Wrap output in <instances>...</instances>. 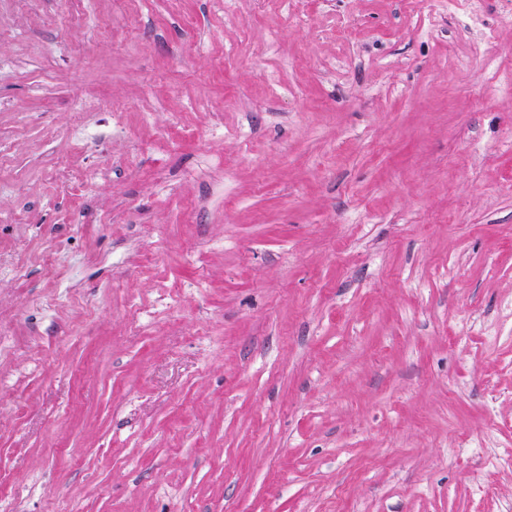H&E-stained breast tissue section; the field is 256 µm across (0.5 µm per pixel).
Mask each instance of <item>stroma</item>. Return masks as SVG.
<instances>
[{
  "mask_svg": "<svg viewBox=\"0 0 512 512\" xmlns=\"http://www.w3.org/2000/svg\"><path fill=\"white\" fill-rule=\"evenodd\" d=\"M477 8L0 0L7 512H512V0Z\"/></svg>",
  "mask_w": 512,
  "mask_h": 512,
  "instance_id": "obj_1",
  "label": "stroma"
}]
</instances>
